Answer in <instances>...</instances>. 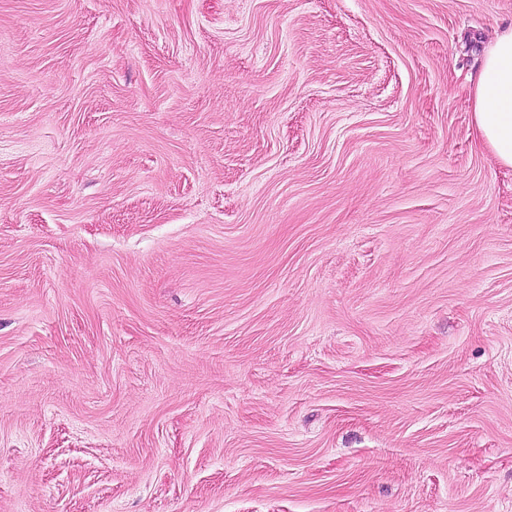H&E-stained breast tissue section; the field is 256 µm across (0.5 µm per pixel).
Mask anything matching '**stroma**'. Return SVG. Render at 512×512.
Instances as JSON below:
<instances>
[{
  "instance_id": "35a3bbf8",
  "label": "stroma",
  "mask_w": 512,
  "mask_h": 512,
  "mask_svg": "<svg viewBox=\"0 0 512 512\" xmlns=\"http://www.w3.org/2000/svg\"><path fill=\"white\" fill-rule=\"evenodd\" d=\"M512 0H0V512H512ZM471 100L479 143L498 164L512 168V26L486 46L471 79Z\"/></svg>"
}]
</instances>
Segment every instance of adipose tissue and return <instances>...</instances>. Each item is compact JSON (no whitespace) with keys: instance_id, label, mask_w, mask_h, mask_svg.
Masks as SVG:
<instances>
[{"instance_id":"1","label":"adipose tissue","mask_w":512,"mask_h":512,"mask_svg":"<svg viewBox=\"0 0 512 512\" xmlns=\"http://www.w3.org/2000/svg\"><path fill=\"white\" fill-rule=\"evenodd\" d=\"M472 119L479 143L512 168V26L486 46L471 80Z\"/></svg>"}]
</instances>
